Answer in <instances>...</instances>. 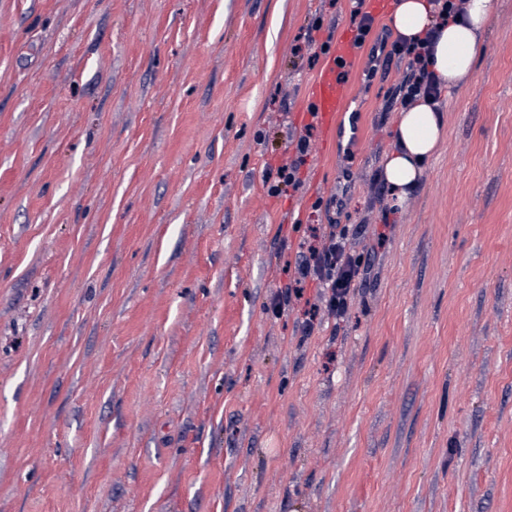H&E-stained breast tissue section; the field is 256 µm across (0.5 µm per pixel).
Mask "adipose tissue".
<instances>
[{
  "label": "adipose tissue",
  "mask_w": 512,
  "mask_h": 512,
  "mask_svg": "<svg viewBox=\"0 0 512 512\" xmlns=\"http://www.w3.org/2000/svg\"><path fill=\"white\" fill-rule=\"evenodd\" d=\"M437 0H398L389 24L407 41L434 30L438 38L428 58L440 88L461 86L473 72L475 60L484 53L483 30L496 12L495 0H466L464 14L439 24ZM447 117L440 103L418 101L399 112L393 142L381 164V176L389 189L391 208H403L420 185L427 163L446 136Z\"/></svg>",
  "instance_id": "adipose-tissue-1"
}]
</instances>
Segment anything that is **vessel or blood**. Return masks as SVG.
Listing matches in <instances>:
<instances>
[{"label":"vessel or blood","instance_id":"obj_1","mask_svg":"<svg viewBox=\"0 0 512 512\" xmlns=\"http://www.w3.org/2000/svg\"><path fill=\"white\" fill-rule=\"evenodd\" d=\"M360 48L352 30H344L329 52L318 76L309 84L307 99L324 132L335 130L352 99V69Z\"/></svg>","mask_w":512,"mask_h":512}]
</instances>
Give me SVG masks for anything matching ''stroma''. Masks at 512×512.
Returning a JSON list of instances; mask_svg holds the SVG:
<instances>
[{
    "label": "stroma",
    "instance_id": "1",
    "mask_svg": "<svg viewBox=\"0 0 512 512\" xmlns=\"http://www.w3.org/2000/svg\"><path fill=\"white\" fill-rule=\"evenodd\" d=\"M352 0H0V512H512V0L400 214L375 17L330 147L265 175ZM355 229L347 321L267 311ZM385 232L382 248L375 235ZM313 127V124L307 125L304 132L298 136L295 157L276 168L274 179L268 188L270 195L281 196L287 194L289 189L297 191L300 188L299 170L310 153Z\"/></svg>",
    "mask_w": 512,
    "mask_h": 512
}]
</instances>
